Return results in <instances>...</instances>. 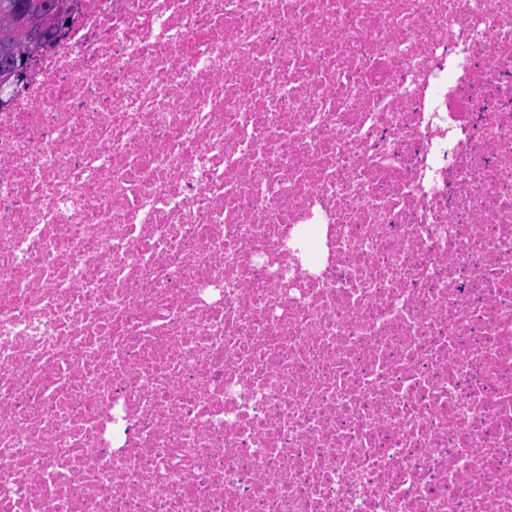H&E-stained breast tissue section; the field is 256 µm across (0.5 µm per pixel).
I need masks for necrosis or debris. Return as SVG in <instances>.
Listing matches in <instances>:
<instances>
[{
	"label": "necrosis or debris",
	"mask_w": 512,
	"mask_h": 512,
	"mask_svg": "<svg viewBox=\"0 0 512 512\" xmlns=\"http://www.w3.org/2000/svg\"><path fill=\"white\" fill-rule=\"evenodd\" d=\"M0 512H512V0H75L0 107Z\"/></svg>",
	"instance_id": "necrosis-or-debris-1"
}]
</instances>
